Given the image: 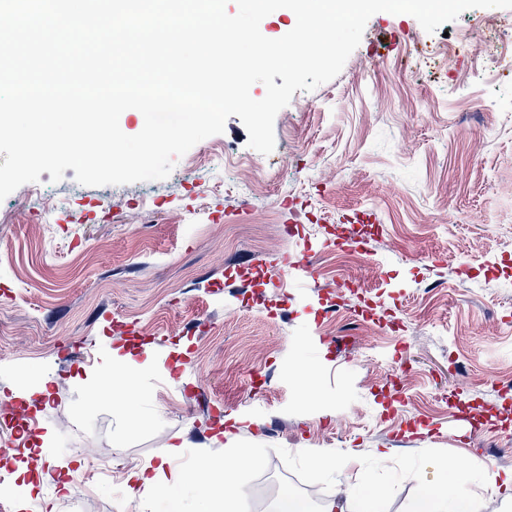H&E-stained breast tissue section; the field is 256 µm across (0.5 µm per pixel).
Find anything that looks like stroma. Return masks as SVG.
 I'll list each match as a JSON object with an SVG mask.
<instances>
[{"label":"stroma","mask_w":512,"mask_h":512,"mask_svg":"<svg viewBox=\"0 0 512 512\" xmlns=\"http://www.w3.org/2000/svg\"><path fill=\"white\" fill-rule=\"evenodd\" d=\"M492 22L512 9H470L432 34L376 13L340 74L279 111L270 154L233 116L166 179L45 171L1 200L0 401L21 374L50 378L30 415L51 445L32 453L19 433L21 455L0 461L11 484L34 466L30 496L57 512H190L129 477L176 442L194 483L220 486L196 459H223L228 429L257 451L235 477L246 512L271 480L315 490L310 512L343 496L349 472L312 470L303 447L385 453L381 512H409L452 457L512 473V72L475 70L466 50L446 69L399 55ZM253 162L263 188L242 210ZM308 253L313 278L276 287L282 257ZM120 345L151 370L88 405ZM69 467L80 477L64 491Z\"/></svg>","instance_id":"1"}]
</instances>
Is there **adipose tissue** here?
<instances>
[{
	"label": "adipose tissue",
	"instance_id": "obj_1",
	"mask_svg": "<svg viewBox=\"0 0 512 512\" xmlns=\"http://www.w3.org/2000/svg\"><path fill=\"white\" fill-rule=\"evenodd\" d=\"M185 448L170 443L158 454L156 465H147L132 473L135 485L150 490L170 484L189 497L194 512H211L215 499L214 488L192 483L188 471L177 469ZM502 492L504 512H512V474L503 476L492 469L477 473L462 472L445 467L435 468L430 481L423 484L411 503L410 512H478L480 491ZM385 490L376 480L367 477L349 486L343 500H331L322 505L321 512H379L378 506Z\"/></svg>",
	"mask_w": 512,
	"mask_h": 512
}]
</instances>
